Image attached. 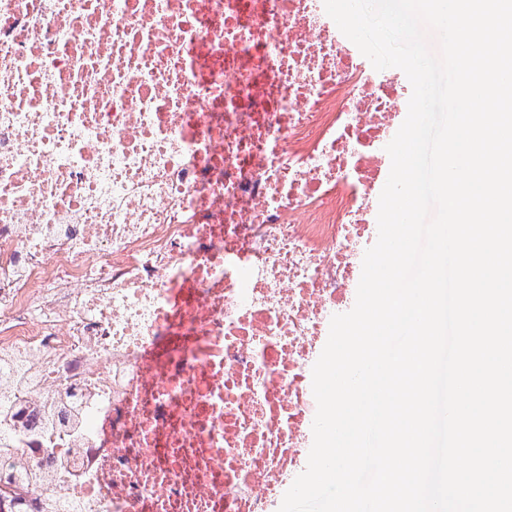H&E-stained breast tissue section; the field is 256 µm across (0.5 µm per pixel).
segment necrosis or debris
<instances>
[{
    "label": "necrosis or debris",
    "instance_id": "obj_1",
    "mask_svg": "<svg viewBox=\"0 0 512 512\" xmlns=\"http://www.w3.org/2000/svg\"><path fill=\"white\" fill-rule=\"evenodd\" d=\"M407 95L324 0H0L21 512H275Z\"/></svg>",
    "mask_w": 512,
    "mask_h": 512
}]
</instances>
